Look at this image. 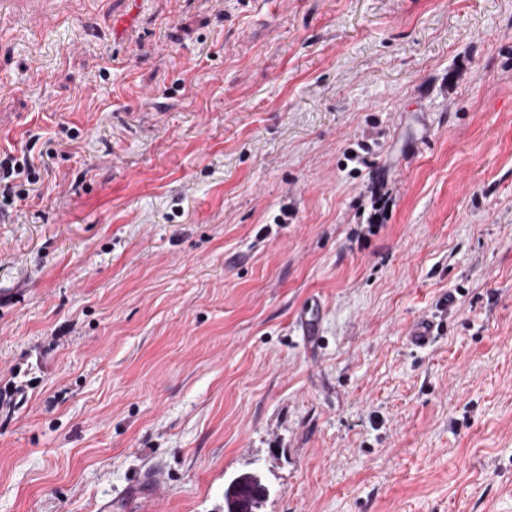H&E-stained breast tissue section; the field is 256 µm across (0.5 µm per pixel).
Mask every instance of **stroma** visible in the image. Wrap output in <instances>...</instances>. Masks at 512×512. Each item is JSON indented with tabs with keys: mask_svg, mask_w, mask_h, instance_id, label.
<instances>
[{
	"mask_svg": "<svg viewBox=\"0 0 512 512\" xmlns=\"http://www.w3.org/2000/svg\"><path fill=\"white\" fill-rule=\"evenodd\" d=\"M1 152L0 512H512V0H37ZM32 167V163L27 160H24V162L20 164L18 162L13 163V158L11 156H7L3 160L0 158V215L2 210L5 212V215L8 214L9 212L6 207H11L15 202V196L20 195L19 193L15 195L12 192V186H10L9 183H6L2 188V180L10 178L14 180L25 173L27 175L26 179L29 180V175L33 170ZM7 197H10V200H7ZM321 302L319 299H312L300 310L297 324L302 336L312 341L319 336L320 330ZM438 333L436 320L431 316L415 319L407 329L406 336L411 346L417 349L428 347Z\"/></svg>",
	"mask_w": 512,
	"mask_h": 512,
	"instance_id": "1",
	"label": "stroma"
}]
</instances>
